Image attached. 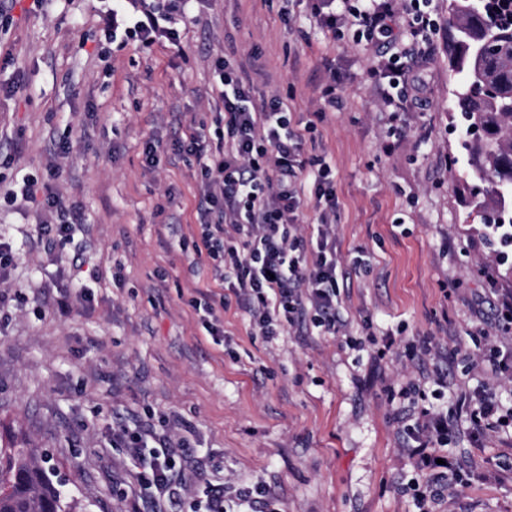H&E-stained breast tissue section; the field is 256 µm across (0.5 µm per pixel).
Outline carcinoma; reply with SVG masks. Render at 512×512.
<instances>
[{
	"instance_id": "obj_1",
	"label": "carcinoma",
	"mask_w": 512,
	"mask_h": 512,
	"mask_svg": "<svg viewBox=\"0 0 512 512\" xmlns=\"http://www.w3.org/2000/svg\"><path fill=\"white\" fill-rule=\"evenodd\" d=\"M453 35L448 67L461 76L453 108L482 130L481 140H461L468 177L481 185L470 206L512 224V0H448ZM492 43L499 52L480 53ZM0 512H76L42 466L36 448H0Z\"/></svg>"
}]
</instances>
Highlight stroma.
<instances>
[{
	"instance_id": "35a3bbf8",
	"label": "stroma",
	"mask_w": 512,
	"mask_h": 512,
	"mask_svg": "<svg viewBox=\"0 0 512 512\" xmlns=\"http://www.w3.org/2000/svg\"><path fill=\"white\" fill-rule=\"evenodd\" d=\"M29 6L0 0V239L15 255L0 277V445L39 448L88 512H148L112 440L118 418L178 455L181 500L161 499L160 512H197L207 486L255 485L280 512H419L403 491V429L435 407L462 469L438 512H512V435L473 440L456 406L384 391L442 368L449 393L492 384L512 404V376L489 362L512 349L493 310L512 273L463 202V165L448 164L461 140L450 26L420 74L428 107L394 118L371 87L374 48L300 7L286 19L285 0H124L115 15L103 0ZM147 9L176 21L180 45L105 40ZM224 59L251 62L256 96L287 98L294 122L326 112L307 152L335 173L342 335L297 325L268 343L231 301L216 310L215 340L191 305L207 286L189 269L202 163L176 141L192 127L214 133ZM331 80L334 109L322 99ZM27 179L79 205L71 238L38 239L51 214L9 197ZM82 287L89 301L60 315ZM425 338L430 354H415Z\"/></svg>"
}]
</instances>
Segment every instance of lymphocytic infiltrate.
I'll use <instances>...</instances> for the list:
<instances>
[{"label": "lymphocytic infiltrate", "mask_w": 512, "mask_h": 512, "mask_svg": "<svg viewBox=\"0 0 512 512\" xmlns=\"http://www.w3.org/2000/svg\"><path fill=\"white\" fill-rule=\"evenodd\" d=\"M306 2L319 28L337 36L350 30L355 40L376 47L370 77L385 111L425 106L416 72L429 60L438 30L434 0ZM121 34L147 45L164 39L176 46L181 41L178 28L160 25L150 15L121 29L109 28L105 37L113 41ZM215 73L214 89L224 104L223 129L209 136L195 128L180 141L186 151L208 161L197 215L210 285L230 291L266 340L306 320L324 335H338L344 323L336 315L335 176L330 164L305 155L316 124L293 125L288 102L280 96L255 100L254 86L241 67L221 61ZM20 193L58 218L57 223L39 225L42 241L68 237L77 214L58 195L41 192L31 179L24 181ZM309 197L317 214L312 240L297 234ZM467 410L474 434L512 428V407H504L494 392L471 397ZM406 434V452L414 461L407 488L419 512H436L448 475L456 470L454 462L441 460L448 417L422 410ZM118 436L128 450L140 494L154 499L177 496L173 451L146 431L124 428ZM244 505L254 512H278L259 488L232 496L208 495L206 512H240Z\"/></svg>", "instance_id": "f902f5d3"}]
</instances>
